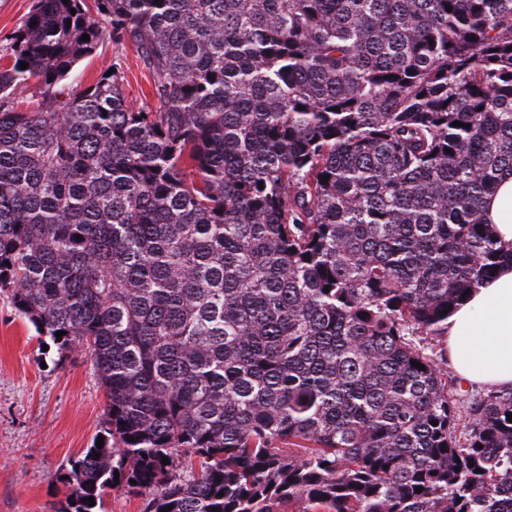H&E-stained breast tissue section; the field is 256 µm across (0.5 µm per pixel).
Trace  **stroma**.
I'll return each instance as SVG.
<instances>
[{
	"instance_id": "stroma-1",
	"label": "stroma",
	"mask_w": 512,
	"mask_h": 512,
	"mask_svg": "<svg viewBox=\"0 0 512 512\" xmlns=\"http://www.w3.org/2000/svg\"><path fill=\"white\" fill-rule=\"evenodd\" d=\"M115 62L125 71L128 100L151 105V73L130 43L103 40L63 85L86 87ZM105 403L89 354L63 357L44 346L0 297V512H53L65 493L59 476L99 436Z\"/></svg>"
}]
</instances>
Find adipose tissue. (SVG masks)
I'll list each match as a JSON object with an SVG mask.
<instances>
[{
  "label": "adipose tissue",
  "mask_w": 512,
  "mask_h": 512,
  "mask_svg": "<svg viewBox=\"0 0 512 512\" xmlns=\"http://www.w3.org/2000/svg\"><path fill=\"white\" fill-rule=\"evenodd\" d=\"M483 217L502 247H512V175L487 198ZM450 366L465 382L512 388V263L468 293L448 318L444 334Z\"/></svg>",
  "instance_id": "adipose-tissue-1"
}]
</instances>
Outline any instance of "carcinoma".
<instances>
[{
	"label": "carcinoma",
	"mask_w": 512,
	"mask_h": 512,
	"mask_svg": "<svg viewBox=\"0 0 512 512\" xmlns=\"http://www.w3.org/2000/svg\"><path fill=\"white\" fill-rule=\"evenodd\" d=\"M94 6L34 0L0 65V296L106 395L56 512H512V389L459 439L414 341L512 260V0ZM106 37L154 105L60 86ZM483 218L492 224L505 250L512 247V175H504L495 192L486 199ZM147 493L135 494L125 488H114L107 491L98 504L97 512H142L143 502Z\"/></svg>",
	"instance_id": "cac0c4a2"
}]
</instances>
